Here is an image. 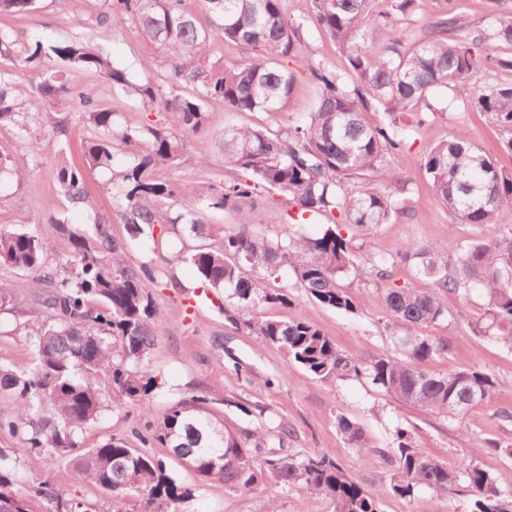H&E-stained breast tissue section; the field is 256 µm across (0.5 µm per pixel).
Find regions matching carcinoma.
<instances>
[{
	"label": "carcinoma",
	"mask_w": 512,
	"mask_h": 512,
	"mask_svg": "<svg viewBox=\"0 0 512 512\" xmlns=\"http://www.w3.org/2000/svg\"><path fill=\"white\" fill-rule=\"evenodd\" d=\"M36 0H0V14L31 10ZM112 26L131 24L145 41L157 45L166 63L134 79L80 37L64 41H28L11 28L0 27V59L34 73L33 94H16L11 69L0 67V123L15 126L26 149L38 154L31 123L43 112H75L92 128L84 145L85 165L107 169L118 188L120 217L130 234L153 224H185L203 244L175 258L191 264L207 288L230 292L240 310L286 304L285 295L265 291L248 272L277 278L293 274L315 303L352 313V294L341 280L360 277L370 268L393 353L362 361L340 350L306 317L272 318L243 324L281 350L287 363L319 379L352 378L371 385L419 411L437 415L460 429L467 416L486 405L496 382L483 368L427 371L423 365L448 355V342L423 328L448 314V296L485 297L483 312L469 323L483 336L512 353V229L497 227L500 209L512 204V171L458 129L448 139L412 156L407 148L411 125L405 117L419 103L426 111L417 123L443 117L458 100L485 115L499 135L500 148L512 154V83L496 74L512 70V56L488 54V42L512 45V10L494 11L485 28L472 36L467 21L446 13L428 23L432 37L419 39L399 23L416 18L422 0H309L307 15L292 19L285 0H203L207 23L180 7L182 0H109ZM328 36L346 56L338 72L315 57L307 37L310 28ZM248 51L229 67L210 59L215 38ZM306 62L318 97L301 121L273 130L257 122L228 124L215 141L232 178L220 183L175 187L155 177L159 168L178 163L183 136L199 133L208 123L207 105L224 102L233 113L253 115L289 112L294 107L295 73L280 60ZM69 69L96 73L114 89L135 93L144 106L163 115L145 125L118 113L89 94L70 87ZM451 91L447 104L427 103L437 91ZM369 112L382 120L368 122ZM146 143L123 164L122 147ZM397 163L387 169L389 162ZM414 165L429 176L436 199L455 223L487 227L491 234L466 244L455 257L442 245L413 241L396 255L363 251L356 236L396 223L407 209L406 172ZM389 170L391 184L378 180ZM54 175L73 203L85 201L80 167L60 161ZM258 198L267 201L269 223H281L280 207L296 213L297 231L271 237L249 229L243 211ZM234 210L237 232L222 224H206L205 213ZM308 224L322 232H303ZM71 258L60 268L46 266L49 242L36 227L0 228V263L40 273L52 285L36 295L42 319L30 327L35 346L31 365L18 370L0 363V395L13 400L12 411L0 410V434L16 437L27 464L45 456L67 460L78 480L109 491L113 512L137 498V512H183L194 488L184 486L165 463L111 438L83 448L80 431L96 421L105 403L120 408L149 403L144 396L153 380H144L142 364L156 343L162 322L150 289L157 281L152 262L130 267L119 260L120 246L108 226L91 235L68 230ZM224 245L212 249L207 239ZM414 261L425 286L390 281L397 261ZM214 399L192 395L174 403L149 438L189 456L191 469L207 481L220 479L240 489L265 485L305 492L301 512H317L327 499L334 512H381L376 496L326 453L282 454L267 445L283 446V433H271L247 447L224 423ZM337 433L349 448H368L364 429L345 414L334 416ZM375 453L393 466L391 492L413 501L422 491L446 495L464 489L471 495L469 512H512V489L500 487L475 461L450 465L425 454L414 433L398 428L390 448ZM20 456L0 448V512H31L38 498L45 512H85L68 491L46 480L17 488Z\"/></svg>",
	"instance_id": "carcinoma-1"
}]
</instances>
